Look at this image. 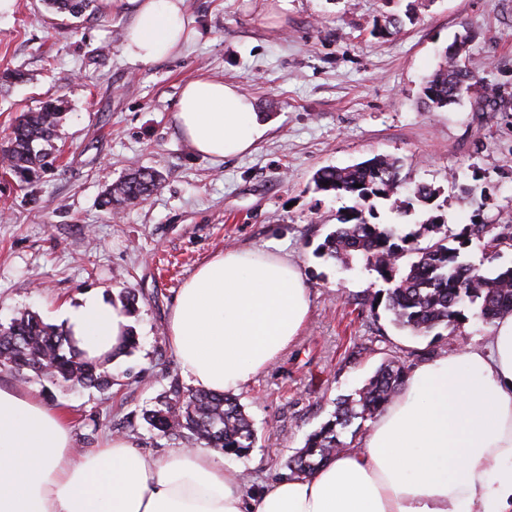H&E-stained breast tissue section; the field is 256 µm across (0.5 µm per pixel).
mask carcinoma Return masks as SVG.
Here are the masks:
<instances>
[{
    "label": "carcinoma",
    "instance_id": "cac0c4a2",
    "mask_svg": "<svg viewBox=\"0 0 512 512\" xmlns=\"http://www.w3.org/2000/svg\"><path fill=\"white\" fill-rule=\"evenodd\" d=\"M58 14L79 18L93 0H44ZM462 54L443 52V62L426 80L422 98L429 108L440 109L462 100L478 83L474 70L459 64ZM64 119L62 103L53 98L22 113L15 121L6 149L0 154V170L29 184L46 164L53 141ZM161 175L137 170L110 184L101 206L136 203L147 199L160 185ZM315 189L348 196L353 205L338 215L335 230L319 246L320 254L351 268L356 264L374 272L389 285L369 299L384 305L391 323L411 336H427L443 328L454 332L469 318L491 325L512 315V267L488 276L463 260L474 239L485 240V249L495 254L512 247V226L468 224L458 233H448L439 218L430 215L419 228L399 231L393 224H373L374 201L398 193L401 178L397 160L376 155L344 168L323 167L314 177ZM0 360L6 369L25 376L32 372L55 384L106 391L113 377L105 364L88 361L73 347L68 334L44 323L33 313L13 318L0 326ZM407 367L399 360L381 366L358 391L356 398L336 399V410L319 430L282 467L283 477L305 476L333 459L343 448L354 445L342 439L354 420L363 422L379 415L402 391ZM145 422L163 437H174L191 447L208 448L224 456L249 455L256 434L237 397L202 389H183L179 382L160 394L153 408L143 412Z\"/></svg>",
    "mask_w": 512,
    "mask_h": 512
}]
</instances>
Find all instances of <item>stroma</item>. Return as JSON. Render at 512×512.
<instances>
[{"mask_svg":"<svg viewBox=\"0 0 512 512\" xmlns=\"http://www.w3.org/2000/svg\"><path fill=\"white\" fill-rule=\"evenodd\" d=\"M76 19L43 0H17L0 19V149L22 113L61 99L56 159L25 187L0 179V324L23 312L57 324L56 309L88 290L138 297L137 346L112 365L113 386L62 388L35 376L26 387L62 409L79 448H99L125 427L139 450L161 458L174 440L141 418L181 373L165 337L174 298L196 269L230 248L285 246L302 268L311 312L300 336L238 391L256 445L226 468L247 491L276 480L280 465L383 364L437 349L435 335L395 328L367 299L383 281L319 256L343 205L316 192L321 167L376 155L397 159L405 185L375 202L373 223L418 224L442 216L465 224L512 225V0H185L195 36L177 55L144 64L122 53L130 0H96ZM400 15L398 33H376ZM471 38L473 95L439 111L421 99L424 78L459 35ZM19 70L23 80L1 75ZM207 76L239 85L269 131L252 153L213 164L179 134L182 87ZM491 86L498 105L478 109ZM158 171L144 202L101 207L107 185L135 169ZM436 191L410 205L407 187Z\"/></svg>","mask_w":512,"mask_h":512,"instance_id":"35a3bbf8","label":"stroma"}]
</instances>
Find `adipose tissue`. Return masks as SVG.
I'll return each instance as SVG.
<instances>
[{"label":"adipose tissue","mask_w":512,"mask_h":512,"mask_svg":"<svg viewBox=\"0 0 512 512\" xmlns=\"http://www.w3.org/2000/svg\"><path fill=\"white\" fill-rule=\"evenodd\" d=\"M123 54L172 56L194 30L184 0H133ZM193 151L219 164L270 127L238 85L200 78L174 114ZM310 313L300 266L279 244L228 249L179 289L165 326L183 377L215 393L239 390L299 335ZM84 357L118 355L131 328L98 293L61 306ZM0 512H512V315L477 346L420 364L361 445L313 474L245 492L207 448L156 459L131 438L77 448L61 412L38 391L0 385Z\"/></svg>","instance_id":"adipose-tissue-1"}]
</instances>
